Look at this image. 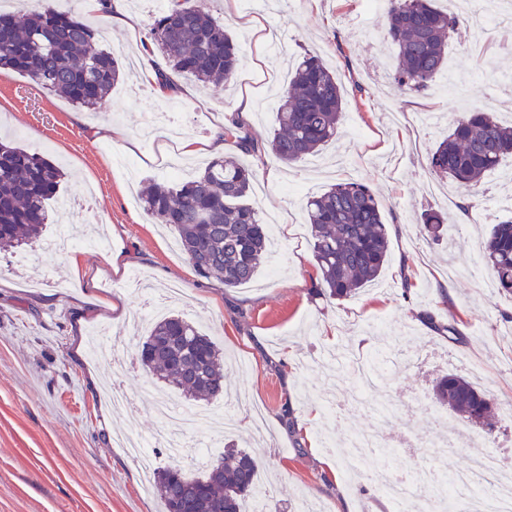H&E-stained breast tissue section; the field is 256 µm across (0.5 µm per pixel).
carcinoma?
<instances>
[{
  "label": "carcinoma",
  "mask_w": 512,
  "mask_h": 512,
  "mask_svg": "<svg viewBox=\"0 0 512 512\" xmlns=\"http://www.w3.org/2000/svg\"><path fill=\"white\" fill-rule=\"evenodd\" d=\"M435 2L386 0V36L397 53L391 82L400 94L426 93L447 61L459 16L438 9ZM149 37L173 70L203 86L235 79L239 46L205 0L192 5L170 0L149 24ZM0 68L88 109L104 101L123 75L117 53L99 47L96 30L56 0L21 18L0 10ZM343 101L336 75L308 55L293 68L269 145L241 133L237 121L224 128V135L236 139L241 155L269 152L284 164H295L336 137ZM241 155L214 158L203 172L174 186L152 179L143 195L144 211L177 231L181 252L196 274L216 279L226 289L240 288L257 276L269 242L266 225L249 203L254 172ZM510 155L512 125L487 112H471L437 144L427 168L459 184L476 185ZM62 179V171L44 155L0 143V251L23 241H41L48 202ZM306 211L318 275L316 295L341 300L379 278L389 258L388 227L381 205L365 185L338 183L308 197ZM444 226L446 217L438 211L421 216L420 231L432 242L440 240ZM481 259L499 289L512 294V217L492 227ZM139 357L159 381L189 400L208 402L227 394L221 349L178 315L154 323ZM435 395L470 424L488 434L494 429V398L465 377L442 376ZM260 470L255 455L229 448L201 477H190L177 465L158 469L154 489L166 512H242V501L256 488Z\"/></svg>",
  "instance_id": "carcinoma-1"
}]
</instances>
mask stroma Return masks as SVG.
Wrapping results in <instances>:
<instances>
[{"instance_id":"obj_1","label":"stroma","mask_w":512,"mask_h":512,"mask_svg":"<svg viewBox=\"0 0 512 512\" xmlns=\"http://www.w3.org/2000/svg\"><path fill=\"white\" fill-rule=\"evenodd\" d=\"M208 7L240 47L239 80L205 90L174 75L176 85L189 89L177 109L185 136L208 137L219 122L241 117L255 140L267 142L277 127L267 99L286 89L289 64L316 53L343 85V120L323 151L341 156L342 164L252 160L251 201L259 218L282 209L288 221L278 228L280 250L254 282L227 289L199 277L178 251L175 232L156 224L138 200L146 180L167 177L160 139H144L141 131L146 113L169 109L144 73L162 61L161 52L144 51L142 39L94 15L105 46L133 62L128 79L94 109L0 71V141L43 154L66 172L60 198L93 190L89 215L69 222L68 230L75 238L98 230L109 241L99 251L51 257L36 246L0 252V512H163L151 476L118 441L127 432L148 440L156 430L151 408L159 387L140 363L142 338L131 336L117 357L90 351L92 332L121 333L143 313V297L129 282L134 273L159 303L167 288H183L172 309L223 347L226 386L245 403L236 430L219 437L198 432L195 453L174 460L154 449L155 467L174 462L196 476L225 448L252 449L264 462L256 492L268 512H403L371 477L384 460L408 475L416 492L434 491L440 472L458 474L485 453L512 476V419L504 417L512 410V295L484 288L490 273L479 256L492 224L512 216V159L474 187L426 167L430 151L464 113L493 112L512 123V46L501 27L476 42L461 22L432 89L399 97L389 87L394 49L383 40L385 14L368 12L364 0H278L270 11L239 0L238 13L263 15L281 45L260 74L252 70L254 39L238 13H226L224 0ZM246 89L252 108L244 116L238 105ZM103 126L123 129L125 140H92V129ZM348 181L365 184L381 204L391 261L376 285L329 301L311 294L316 269L305 203ZM466 198L478 203L466 224L449 227L439 245L421 237L422 211L451 212ZM405 273L413 282L407 291ZM444 279L451 295L439 291ZM425 310L435 323L422 319ZM448 321L460 341L436 330ZM391 336L401 339L404 353L379 377L376 392L394 407L392 418L383 420L371 405H336L337 385L352 381L351 365L329 360V353L341 347L366 355ZM451 372L495 398V442L457 416H448L444 428L434 421L435 383ZM116 395L135 408L113 407ZM349 430L388 436L354 472L348 449L325 443Z\"/></svg>"}]
</instances>
